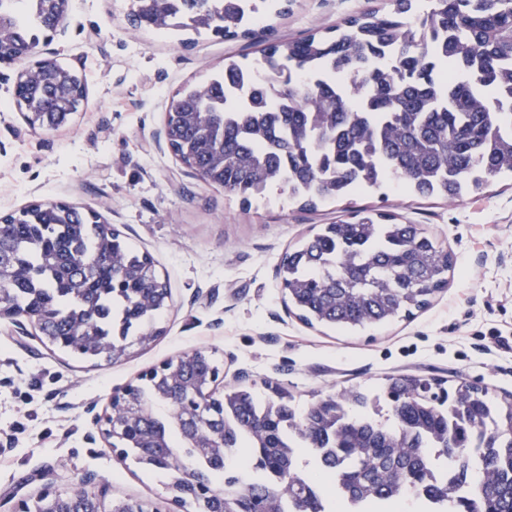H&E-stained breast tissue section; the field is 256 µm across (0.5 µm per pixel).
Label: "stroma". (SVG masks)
Instances as JSON below:
<instances>
[{"label":"stroma","mask_w":512,"mask_h":512,"mask_svg":"<svg viewBox=\"0 0 512 512\" xmlns=\"http://www.w3.org/2000/svg\"><path fill=\"white\" fill-rule=\"evenodd\" d=\"M383 0H288L269 15L274 42L325 34ZM131 0H69L62 31L41 37L44 57L84 78L87 97L55 130L31 126L14 99L22 64H0V215L62 201L115 225L148 252L167 280L164 332L111 365L91 366L49 345L32 326L0 319V512L43 489L83 485L107 499L185 512L166 479L113 451L99 419L116 390L186 352L214 354L225 388L287 390L299 406L398 374L486 388L512 404V182L449 204L398 186L309 211L278 190L242 205L172 154L164 114L178 90L206 83L225 57L256 58L249 39L212 35L192 43L130 26ZM380 209L422 225L454 261L449 284L407 320L338 333L289 311L282 257L345 206Z\"/></svg>","instance_id":"35a3bbf8"}]
</instances>
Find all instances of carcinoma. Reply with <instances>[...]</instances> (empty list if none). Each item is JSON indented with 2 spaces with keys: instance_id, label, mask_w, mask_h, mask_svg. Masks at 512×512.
Instances as JSON below:
<instances>
[{
  "instance_id": "1",
  "label": "carcinoma",
  "mask_w": 512,
  "mask_h": 512,
  "mask_svg": "<svg viewBox=\"0 0 512 512\" xmlns=\"http://www.w3.org/2000/svg\"><path fill=\"white\" fill-rule=\"evenodd\" d=\"M24 2L29 24L0 10V27L36 35L45 0ZM189 22L173 26L175 0H138L135 27L213 31L227 40L256 35L269 13L254 0H181ZM284 73L281 105L255 80L238 98L240 73ZM66 70L18 99L33 126L68 119ZM164 124L174 156L244 204L276 186L313 210L399 182L408 194L450 203L512 175V0H386L385 10L354 16L334 35L268 44L255 62L229 61L207 83L177 93ZM0 295L35 314L42 336L75 358L99 362L114 342L163 333L170 290L154 259L122 232L63 202L32 203L0 216ZM451 253L419 224L367 213L324 224L288 250L280 285L301 319L356 330L409 317L448 286ZM182 383L154 377L134 386L142 409L113 441L137 463L177 485L192 476L224 494L236 512H325L316 490L332 479L354 499L401 500L422 485L430 460L483 474L477 499H457L446 482L434 494L452 512H512V405L482 387L401 374L376 389L352 387L299 409L286 392L266 399L233 389L209 418L224 433V458L199 457L187 416L186 387L219 373L197 351L180 360ZM382 408L363 409L366 398ZM323 452L317 475L301 452Z\"/></svg>"
}]
</instances>
